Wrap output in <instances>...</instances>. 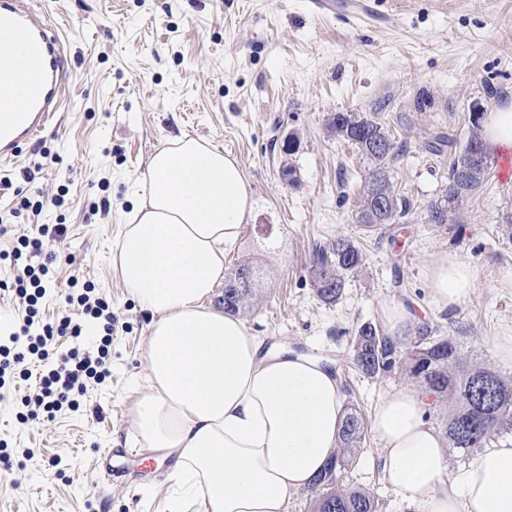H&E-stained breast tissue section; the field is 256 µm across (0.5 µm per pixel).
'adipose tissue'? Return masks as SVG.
Listing matches in <instances>:
<instances>
[{"label":"adipose tissue","mask_w":512,"mask_h":512,"mask_svg":"<svg viewBox=\"0 0 512 512\" xmlns=\"http://www.w3.org/2000/svg\"><path fill=\"white\" fill-rule=\"evenodd\" d=\"M27 52L0 30V103H29ZM238 163L182 136L156 150L113 265L150 314L144 385L132 434L168 464L165 512H288V493L311 485L339 441L343 395L331 371L289 352L260 354L243 320L212 305L224 250L252 213ZM477 273L444 251L427 291L462 306ZM373 431L399 493L423 512H512V443L492 442L451 469L425 394L399 388L378 404Z\"/></svg>","instance_id":"adipose-tissue-1"}]
</instances>
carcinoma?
<instances>
[{
    "mask_svg": "<svg viewBox=\"0 0 512 512\" xmlns=\"http://www.w3.org/2000/svg\"><path fill=\"white\" fill-rule=\"evenodd\" d=\"M480 115L470 118L471 135L463 150L453 154L448 165V186L440 201L428 208L433 224H452L464 198L478 194L488 167V154L480 134ZM329 129L353 142L372 162L362 179L356 222L368 232L397 223L411 208L410 201L396 193L389 164L396 145L371 115L351 112L331 114ZM360 244L351 238L314 248L309 267L312 288L325 304L336 302L346 275L364 264ZM257 270L238 266L224 279V312L236 315L253 304ZM352 361L368 376L404 373L420 391L429 395L431 408L444 410L442 423L448 447L463 452L484 447L490 440L512 432V384L495 372L471 366L452 334L442 335L429 323L420 324L410 341L400 344L372 322L362 323L350 343ZM366 438L360 410L347 407L336 453L314 479L312 512H378V499L368 488L348 487L346 472L358 458Z\"/></svg>",
    "mask_w": 512,
    "mask_h": 512,
    "instance_id": "obj_1",
    "label": "carcinoma"
}]
</instances>
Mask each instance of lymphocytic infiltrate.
I'll return each instance as SVG.
<instances>
[{
  "instance_id": "1",
  "label": "lymphocytic infiltrate",
  "mask_w": 512,
  "mask_h": 512,
  "mask_svg": "<svg viewBox=\"0 0 512 512\" xmlns=\"http://www.w3.org/2000/svg\"><path fill=\"white\" fill-rule=\"evenodd\" d=\"M64 227L41 224L35 235H24L10 254L11 260H24L21 275L15 279V294L27 304L23 320L11 324L6 344H0V388L6 384L5 374L11 363L21 364L23 376H30L25 360L41 365L35 392L27 396V405L54 417L71 392H85L88 384L105 382L110 375L108 367L110 336H103L96 356H80L78 351L64 348V339H77L83 335L81 324L63 317L54 322L37 320L36 306L47 289L45 283L50 272L53 255L49 241L63 235Z\"/></svg>"
}]
</instances>
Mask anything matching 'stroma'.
Returning a JSON list of instances; mask_svg holds the SVG:
<instances>
[{
  "mask_svg": "<svg viewBox=\"0 0 512 512\" xmlns=\"http://www.w3.org/2000/svg\"><path fill=\"white\" fill-rule=\"evenodd\" d=\"M381 2L390 22L359 29L316 16L305 0H35L42 18L69 35L68 103L60 121L0 165V178L32 199L62 203L36 219L14 216L16 197L0 194V252L36 224L65 225L40 314L81 322L65 295L72 280L93 284L114 318L111 375L51 421L24 417L34 380L0 391V451L14 462L0 473V512H163L165 472L146 474L130 455L115 483L97 458L104 448L132 447L134 391L146 373L150 315L113 269L115 244L150 156L184 135L229 154L250 184L252 216L226 249L225 268L247 261L262 271L258 303L241 318L263 353L319 359L345 402L373 418L382 397L408 379L346 367L349 342L363 322L385 326L389 306L402 303L442 330L462 328L468 360L512 379V366L494 358L497 339L512 333V180L499 178L490 153L482 192L464 200L456 223L431 224L427 207L444 193L449 158L424 147L440 132L465 142L476 109H512V0ZM372 111L404 149L390 173L412 210L394 239L356 223L371 162L327 128L331 113ZM286 163L295 170L291 184L281 173ZM28 168L35 179L25 183ZM262 224L277 225L278 236L261 238ZM339 237L358 241L365 260L326 305L308 266L315 243ZM442 251L477 272L468 300L451 312L427 293L429 266ZM26 448L34 451L27 460ZM347 477L373 489L379 512H420L390 482L374 435Z\"/></svg>",
  "mask_w": 512,
  "mask_h": 512,
  "instance_id": "1",
  "label": "stroma"
}]
</instances>
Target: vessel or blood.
Masks as SVG:
<instances>
[{
	"label": "vessel or blood",
	"instance_id": "vessel-or-blood-1",
	"mask_svg": "<svg viewBox=\"0 0 512 512\" xmlns=\"http://www.w3.org/2000/svg\"><path fill=\"white\" fill-rule=\"evenodd\" d=\"M308 8L318 15H336L350 24L371 28L386 21L376 0H307ZM0 24L24 44L32 61L29 81L33 105L22 114L20 136L0 132V161L19 155L21 139H34L56 118L67 99L68 81L63 42L58 33L30 7L29 0H0Z\"/></svg>",
	"mask_w": 512,
	"mask_h": 512
}]
</instances>
